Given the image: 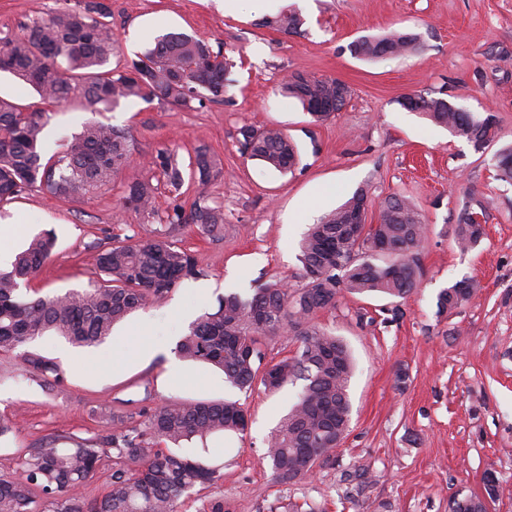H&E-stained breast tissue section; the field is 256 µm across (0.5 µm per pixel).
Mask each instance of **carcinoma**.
Masks as SVG:
<instances>
[{
	"mask_svg": "<svg viewBox=\"0 0 512 512\" xmlns=\"http://www.w3.org/2000/svg\"><path fill=\"white\" fill-rule=\"evenodd\" d=\"M110 8L99 0H77L47 18L26 24L23 35L6 40L0 49V71L32 86L41 100L62 105L79 96L92 117L48 156L42 149L43 131L51 113L29 110L0 98V203L37 188L59 203L107 186L132 165L131 135L98 118L123 102L158 100L190 108L192 102L224 97L232 64L204 40L183 32L159 36L154 45L126 63H112L116 40L106 18ZM304 21L294 9L267 19L264 25L293 35ZM351 52L373 60L384 55H410L418 49L415 34L398 30L355 40ZM332 78L294 74L284 92L297 99L316 123L328 121L332 110L319 105L336 100ZM401 105L420 113L434 125L480 151L497 137L492 115L480 119L456 112L442 97L406 95ZM237 142L250 157L280 173L299 162L295 143L276 128L244 125ZM167 186L179 189L184 174L197 182L190 207L181 204L167 214L173 225L193 224L200 234L224 232V207L209 204L208 186L223 174V166L205 146L195 150L188 165L176 148L152 157ZM496 178L512 183V146L495 154ZM158 185L135 178L128 183L124 205L144 216L156 213ZM368 198L364 189L322 215L301 243L305 285L284 288L281 280L261 283L249 297L229 293L216 307L204 311L177 341L174 353L188 362L211 364L224 372V382L240 391L256 384L276 392L285 384H304L267 440L264 459L273 480L292 484L312 469L334 464L351 420L348 394L353 358L347 345L330 330L314 323L321 311L336 307L341 291L352 295L381 293L405 299L420 284L423 269L419 242L427 229L420 211L405 197L392 195L379 202L376 224L355 227L349 215ZM485 209L466 203L454 228L462 250L481 243ZM54 232L33 236L11 268L0 272V356L14 355L37 375L44 386L64 382L58 364L28 349L45 335L62 336L82 347L103 343L128 315L163 300L182 280L203 274L195 257L164 236L133 244L117 241L95 250L97 279L88 287L54 295L24 297L20 286L34 278L50 260ZM480 291L475 279L456 282L437 296V310L452 313ZM288 328L299 336L298 351L276 362L266 358L263 338ZM120 425L110 434L64 438V447L32 444L17 451L18 471L0 474V512H185V499L224 477V463L210 457L207 441L214 435L241 434L247 411L236 401H198L165 398L145 412L139 424L121 412L112 413ZM196 440L192 454L182 443ZM109 471V489L93 495L91 481ZM368 467L341 474L352 491L366 486ZM457 512H486L484 496L459 498Z\"/></svg>",
	"mask_w": 512,
	"mask_h": 512,
	"instance_id": "1",
	"label": "carcinoma"
}]
</instances>
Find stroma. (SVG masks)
I'll list each match as a JSON object with an SVG mask.
<instances>
[{
    "label": "stroma",
    "mask_w": 512,
    "mask_h": 512,
    "mask_svg": "<svg viewBox=\"0 0 512 512\" xmlns=\"http://www.w3.org/2000/svg\"><path fill=\"white\" fill-rule=\"evenodd\" d=\"M76 0H0V40L21 35L35 18ZM109 23L121 59L140 55L168 32H186L222 48L231 60L232 84L220 101L177 107L140 100L104 113L105 121L133 137V166L107 187L66 204L38 190L0 206V268L33 235L53 231L56 248L24 295L82 289L96 277L92 240L145 241L169 234L194 252L203 276L183 280L159 303L137 311L94 347L48 335L33 348L53 359L62 385L42 387L18 359L17 376L0 381V416L15 435L0 444V471L15 468L16 449L69 435L111 431V409L126 401L140 413L146 400L228 399L248 411L245 433L208 441L224 461V478L188 501L203 512L224 498L233 512H449L454 498L482 489L486 472L500 485L491 512H512V184L493 177L494 156L512 145V0H276L304 18V32L285 35L263 26L266 10L255 0H109ZM419 37L418 53L364 61L350 44L390 30ZM295 73L335 78L350 97L330 121L317 125L281 85ZM439 92L476 117L494 114L497 138L478 152L446 129L400 104L408 94ZM89 116L80 101L54 108L44 147L78 132ZM274 126L300 153L283 174L243 154L242 125ZM177 146L187 161L208 146L223 176L209 186L224 206V232L208 237L194 225L165 222L174 204L190 205L193 182L179 191L162 187L156 218L124 206L131 177L150 179L149 164L162 148ZM368 189L367 223H377L378 203L406 197L422 213L427 231L420 249L418 288L391 312L389 297L342 294L334 309L318 313L351 349L350 431L334 467L293 484L274 483L263 459L265 443L299 390L239 391L221 370L185 362L169 378L166 363L178 339L205 309L230 292L251 294L255 281L303 287L300 242L310 224L356 190ZM486 208V235L461 251L454 227L463 204ZM480 281V293L454 314L437 312V295L457 281ZM371 478L355 502H341V471L357 464Z\"/></svg>",
    "instance_id": "35a3bbf8"
}]
</instances>
